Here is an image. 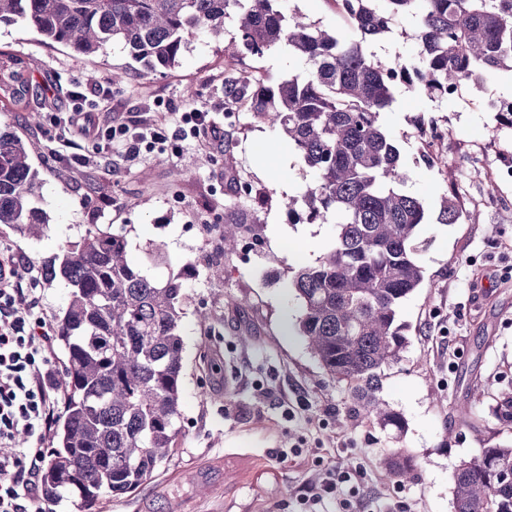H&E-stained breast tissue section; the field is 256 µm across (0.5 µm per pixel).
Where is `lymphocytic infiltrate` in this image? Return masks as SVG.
I'll list each match as a JSON object with an SVG mask.
<instances>
[{
  "label": "lymphocytic infiltrate",
  "instance_id": "lymphocytic-infiltrate-1",
  "mask_svg": "<svg viewBox=\"0 0 512 512\" xmlns=\"http://www.w3.org/2000/svg\"><path fill=\"white\" fill-rule=\"evenodd\" d=\"M64 131H78L97 153L111 156L123 146L129 126L101 124L84 93L71 94L69 111L57 116ZM19 251H0V512H29L39 497L43 455L37 448H20L22 435L45 437L60 408L54 396L51 355L54 326L33 316L31 289L15 278V267L28 263ZM359 470L331 472L312 484L304 498L315 512H361L345 496L346 484L359 481Z\"/></svg>",
  "mask_w": 512,
  "mask_h": 512
}]
</instances>
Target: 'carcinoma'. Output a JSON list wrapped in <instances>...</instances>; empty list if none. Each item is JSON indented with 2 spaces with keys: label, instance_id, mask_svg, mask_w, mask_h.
Instances as JSON below:
<instances>
[{
  "label": "carcinoma",
  "instance_id": "cac0c4a2",
  "mask_svg": "<svg viewBox=\"0 0 512 512\" xmlns=\"http://www.w3.org/2000/svg\"><path fill=\"white\" fill-rule=\"evenodd\" d=\"M283 0H0V26L21 21L49 46L92 59L116 44L144 73L174 68L194 33H224L238 16L230 58L283 48L307 72L270 85L257 71L224 69V104L278 129L316 173L288 201V223L334 224V243L313 265L298 268L299 331L326 374L354 394L353 415L404 431L405 420L380 397L384 368L406 339L396 325L399 303L424 282L412 240L425 216L403 190L409 175L378 117L406 85L449 99L467 83L489 94L512 81V0H333L348 22L341 35L297 13ZM415 19L414 56L384 64L367 43ZM30 70L0 53V102L26 104L40 95ZM33 145L16 128L0 129V224L22 233L49 224L40 206ZM464 205L455 184L441 198L439 223L456 224ZM223 254L234 252L244 224L228 215L218 227ZM124 235L92 224L80 241L45 267L46 281L70 288L58 325L65 356L64 413L57 446L42 474L45 496L77 498L87 509L104 493L131 492L168 457L179 433L183 339V270L164 281L127 258ZM492 415L512 429V385ZM399 482L415 478L402 452L382 461ZM454 512H512V443L462 463L452 477Z\"/></svg>",
  "mask_w": 512,
  "mask_h": 512
}]
</instances>
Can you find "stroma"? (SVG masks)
<instances>
[{
    "label": "stroma",
    "instance_id": "stroma-1",
    "mask_svg": "<svg viewBox=\"0 0 512 512\" xmlns=\"http://www.w3.org/2000/svg\"><path fill=\"white\" fill-rule=\"evenodd\" d=\"M413 28L412 18L398 19L392 33L370 44L371 54L410 59ZM225 45L195 33L175 68L144 75L118 46L87 60L42 45L24 23L0 28V52L34 60L32 81L52 86L45 103L30 106L38 125L25 127V112L0 107V124L25 129L35 145L32 164L50 217L39 237L1 225L0 249L22 250L39 265L99 224L125 231L135 264L147 247L162 245L169 263L155 276L191 267L175 446L141 486L103 495L95 512H301L307 488L334 468L361 470L359 493L371 512L382 503L391 512H454L451 477L460 462L512 441V430L491 414L496 395L512 382V179L502 176L512 169V130H498L486 97L466 84L449 100L398 88L379 115L410 173L405 191L429 209L413 241L425 281L398 309L407 345L380 391L406 427L383 429L350 415L348 389L329 378L299 334L302 303L293 273L322 257L337 228L311 225L317 245L302 250L301 227L289 223L284 204L314 174L297 157L282 164L292 149L278 130L247 112L226 116ZM243 64L273 84L305 70L281 48L246 56ZM95 69L123 74L99 103L101 123H162L172 130L182 113L197 109L207 114V132L178 142L173 152L142 148L108 162L79 135L71 147L60 145L50 115L65 109L74 86L98 91L88 79ZM423 116L435 118L441 133L432 166L421 158ZM74 147L86 161L64 185L55 173ZM463 156L469 163L461 176L456 166ZM232 175L250 181L259 197L231 193ZM453 181L469 216L441 224L438 203ZM228 212L250 220L262 246L250 262L238 252L219 254L216 226ZM275 224L288 228L278 239L271 234ZM218 256L220 279L211 274ZM201 310L207 322L199 321ZM246 329L253 339L243 346L237 337ZM396 451L415 458L414 481L396 482L381 468V457Z\"/></svg>",
    "mask_w": 512,
    "mask_h": 512
}]
</instances>
